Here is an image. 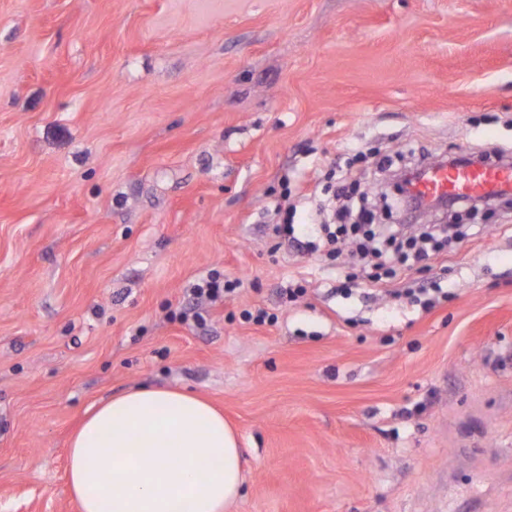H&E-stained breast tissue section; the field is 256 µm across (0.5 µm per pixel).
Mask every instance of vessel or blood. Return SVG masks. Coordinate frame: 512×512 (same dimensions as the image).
<instances>
[{
	"mask_svg": "<svg viewBox=\"0 0 512 512\" xmlns=\"http://www.w3.org/2000/svg\"><path fill=\"white\" fill-rule=\"evenodd\" d=\"M512 190V166L467 167L431 164L412 187L429 202L437 198L469 197Z\"/></svg>",
	"mask_w": 512,
	"mask_h": 512,
	"instance_id": "1",
	"label": "vessel or blood"
}]
</instances>
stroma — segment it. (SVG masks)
<instances>
[{"mask_svg":"<svg viewBox=\"0 0 512 512\" xmlns=\"http://www.w3.org/2000/svg\"><path fill=\"white\" fill-rule=\"evenodd\" d=\"M422 148L512 155L503 0H0V512H81L70 436L139 386L223 412L232 512H512V194L385 290L272 231ZM239 284V281H224V278L213 275L201 279L188 289L189 302L179 312L180 320H192L196 326L205 325L206 319L199 312L198 304L203 300L215 302L221 297L224 298V294L233 292Z\"/></svg>","mask_w":512,"mask_h":512,"instance_id":"1","label":"stroma"}]
</instances>
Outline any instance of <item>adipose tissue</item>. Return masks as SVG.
<instances>
[{
    "mask_svg": "<svg viewBox=\"0 0 512 512\" xmlns=\"http://www.w3.org/2000/svg\"><path fill=\"white\" fill-rule=\"evenodd\" d=\"M241 450L210 402L135 388L92 406L69 441V487L82 512H229Z\"/></svg>",
    "mask_w": 512,
    "mask_h": 512,
    "instance_id": "ef3b65f1",
    "label": "adipose tissue"
}]
</instances>
